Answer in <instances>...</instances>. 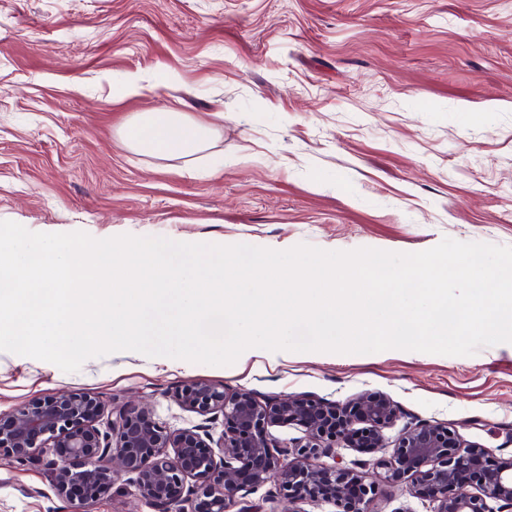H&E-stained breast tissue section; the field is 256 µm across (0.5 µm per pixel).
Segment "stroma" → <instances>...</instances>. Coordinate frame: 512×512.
<instances>
[{
	"label": "stroma",
	"instance_id": "obj_1",
	"mask_svg": "<svg viewBox=\"0 0 512 512\" xmlns=\"http://www.w3.org/2000/svg\"><path fill=\"white\" fill-rule=\"evenodd\" d=\"M0 220L285 250L512 246V0H0ZM138 76L139 96L123 86ZM218 129L174 159L140 112ZM193 380L266 399L393 400L512 455V343L471 356L289 353L273 368L118 351L66 373L0 351V411L51 392L146 403L173 430ZM42 461L0 458V512H74Z\"/></svg>",
	"mask_w": 512,
	"mask_h": 512
}]
</instances>
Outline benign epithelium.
Returning <instances> with one entry per match:
<instances>
[{"label": "benign epithelium", "mask_w": 512, "mask_h": 512, "mask_svg": "<svg viewBox=\"0 0 512 512\" xmlns=\"http://www.w3.org/2000/svg\"><path fill=\"white\" fill-rule=\"evenodd\" d=\"M176 400L190 411L222 419L219 438L207 429L171 430L152 420L142 402L108 411L100 397L48 393L0 412V456L22 463L36 453L63 449L48 466L58 494L67 500H98L131 474L152 512H244L236 508L239 493L268 483L274 486L272 501L376 512L380 484L366 482V473L345 464L336 449L375 454L387 447L385 430L402 416L387 396L364 394L345 404L288 395L261 401L249 392L229 394L192 381ZM279 424L300 429L302 436L272 438L269 428ZM322 457L333 463L319 462ZM372 467L384 471L386 482L407 480L411 494L435 504L433 512H493L490 500L499 504L498 512H512V456L468 445L446 425L410 424L391 456L372 460ZM193 501L196 507L186 509Z\"/></svg>", "instance_id": "benign-epithelium-1"}]
</instances>
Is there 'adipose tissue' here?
<instances>
[{"label":"adipose tissue","instance_id":"adipose-tissue-1","mask_svg":"<svg viewBox=\"0 0 512 512\" xmlns=\"http://www.w3.org/2000/svg\"><path fill=\"white\" fill-rule=\"evenodd\" d=\"M214 135L212 125L190 121L182 112L167 109L139 113L124 134L128 147L171 157H186L204 149Z\"/></svg>","mask_w":512,"mask_h":512}]
</instances>
